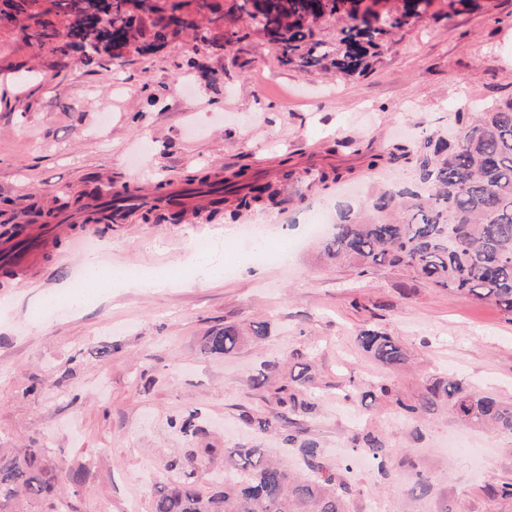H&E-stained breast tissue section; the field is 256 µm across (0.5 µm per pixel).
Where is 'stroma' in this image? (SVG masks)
Masks as SVG:
<instances>
[{
    "instance_id": "1",
    "label": "stroma",
    "mask_w": 512,
    "mask_h": 512,
    "mask_svg": "<svg viewBox=\"0 0 512 512\" xmlns=\"http://www.w3.org/2000/svg\"><path fill=\"white\" fill-rule=\"evenodd\" d=\"M242 38L225 46L167 45L130 54L109 72L63 60L0 31V247L10 232L50 231L29 267L0 274V449H41L52 473L79 470L62 486L64 512H151L158 481L194 463L204 488L224 481V451L247 445L302 468L279 439L278 379L300 364L315 377L318 407L301 416L302 437L342 471L356 426L367 425L432 472L429 495L408 493V472L378 482L375 468L351 472V512H512L491 484L512 479V437L468 428L452 416L419 425L393 403L350 397L378 383L413 398L433 376L453 374L481 393L512 399V321L494 304L460 297L381 268L367 276L317 258L307 233L316 210L335 220L383 181H411L403 163L370 167L371 155L412 145L427 132L448 137L459 112L512 99V0H432L397 31L365 73L339 79L314 67L281 65L274 45L239 18ZM294 169L277 204L236 221L208 209L174 222L169 211L118 224L83 222L73 201L107 184L151 195L157 181L184 187L187 174L247 169L260 180ZM336 168L323 186L307 170ZM270 230L287 262L242 265L232 276L191 279L195 240L223 232L234 260L237 236ZM109 265L168 269L174 287L116 288L63 312L89 243ZM264 321L267 335L232 356L204 346L224 323ZM380 329L415 361L385 365L360 350L361 329ZM198 412L196 430L170 423ZM268 420L266 430L243 415Z\"/></svg>"
}]
</instances>
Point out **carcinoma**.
I'll return each mask as SVG.
<instances>
[{
	"label": "carcinoma",
	"instance_id": "carcinoma-1",
	"mask_svg": "<svg viewBox=\"0 0 512 512\" xmlns=\"http://www.w3.org/2000/svg\"><path fill=\"white\" fill-rule=\"evenodd\" d=\"M126 0H112L109 27L97 29L100 0H0V27L16 28L22 39L46 47L60 58L61 38L74 47L97 33L103 52L85 55L83 62L106 70L120 65L130 52L140 53L147 44L169 41V23L164 12L141 19L125 10ZM196 0H178L183 11L184 31H196L199 19ZM363 0H234L224 13L212 0L209 24L235 23L245 15L264 20L262 32L278 45L285 66L301 64L335 70L342 77L364 72L368 60L383 37L408 25L420 15L419 6L430 0H394L384 19L361 6ZM345 18L336 42L315 38L318 19ZM458 133L451 142L432 135L420 137L404 158L413 163L424 191L410 186L386 185L368 205L354 211L342 210L330 236L322 243L324 259L347 266L360 276L382 267L397 268L412 280L433 288L495 304L512 317V101L491 105L481 112L456 114ZM204 193L214 196L218 207L225 194L236 195L241 209L274 200L276 191L269 182L244 180L241 172L223 178L202 173L188 179ZM268 326L254 322L247 327L226 324L207 339L209 354L229 355L250 336L266 335ZM359 347L386 364H404L408 350L386 333L361 330ZM311 378L299 372L289 374L278 388L279 403L288 406L290 418L281 428L282 442L299 448L306 472L288 467L259 448L242 446L224 450V465L232 477L224 489L201 493L195 489L200 479L196 467L182 468L179 479L159 483L151 512H350L354 485L345 474L324 466L318 445L300 439L302 429L294 416L313 413L317 402L309 392ZM355 394L377 400L394 401L412 422L430 420L443 410L470 427H487L512 436V400L482 394L453 376L433 378L411 400L386 383L368 391L353 386ZM353 447L371 458L381 480L390 478L393 468L411 469L409 493L417 498L432 488L430 476L415 464L398 457L379 434L363 431L353 438ZM56 476L48 475L39 448L19 453L0 452V512H11L20 496L51 499L56 495Z\"/></svg>",
	"mask_w": 512,
	"mask_h": 512
}]
</instances>
